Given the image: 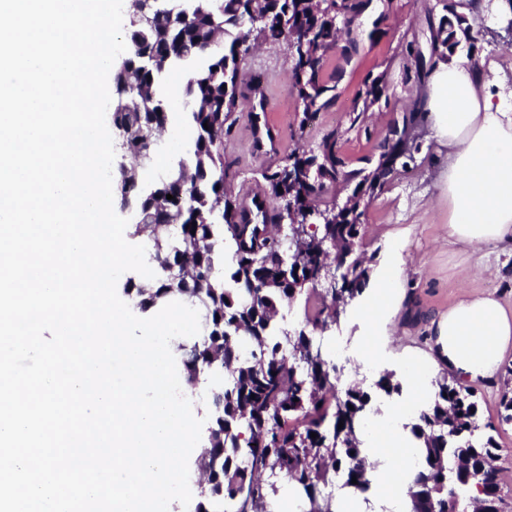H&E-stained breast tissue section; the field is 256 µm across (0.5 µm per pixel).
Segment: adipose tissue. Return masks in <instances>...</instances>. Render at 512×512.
I'll list each match as a JSON object with an SVG mask.
<instances>
[{
	"label": "adipose tissue",
	"mask_w": 512,
	"mask_h": 512,
	"mask_svg": "<svg viewBox=\"0 0 512 512\" xmlns=\"http://www.w3.org/2000/svg\"><path fill=\"white\" fill-rule=\"evenodd\" d=\"M500 82L493 63L464 55L438 62L426 78V127L448 150L441 184L453 245L512 247V112L497 92ZM404 266L401 254L388 250L360 313L369 338L358 356L374 365L385 353V324L403 298ZM429 347V355L410 362L413 404L385 411L363 437L369 499L337 503L336 512H408V489L422 462L409 424L434 397L432 374L445 367L466 383L493 379L512 348V315L492 296L462 294L434 320Z\"/></svg>",
	"instance_id": "1"
}]
</instances>
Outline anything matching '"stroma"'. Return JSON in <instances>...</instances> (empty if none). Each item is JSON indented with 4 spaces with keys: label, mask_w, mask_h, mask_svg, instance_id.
Listing matches in <instances>:
<instances>
[{
    "label": "stroma",
    "mask_w": 512,
    "mask_h": 512,
    "mask_svg": "<svg viewBox=\"0 0 512 512\" xmlns=\"http://www.w3.org/2000/svg\"><path fill=\"white\" fill-rule=\"evenodd\" d=\"M442 0H372L357 31L359 53L352 64H344L342 51L332 48L324 56L325 76H339L340 95L329 109L320 112L317 122L299 128L302 103L291 87L290 65L280 44H262L256 49L261 62L244 58L243 74L263 75L268 96L263 109H253L248 99H240L234 114L232 132L224 139V158L237 198L253 190H265L262 171L277 167L297 147H315L328 130L341 126L348 134L342 150L351 161L373 152L388 127L408 111L415 100V87L406 80L402 43L416 41L422 52H429L430 18L443 13ZM498 15H486L480 25L478 56L497 62L501 76L512 88V34ZM385 74L387 97L365 115V128L349 130V114L355 97L367 76ZM276 126L280 148L272 155L258 153L252 144L251 129L256 122ZM447 165V151L430 137H423L405 171L399 172L385 191L365 207L357 250L367 265L378 268L391 239H399L406 262L404 302L394 317L387 338L386 363L392 374L401 371L400 359L427 350L428 328L432 319L447 310L468 290L498 299L512 312V252L471 250L464 252L446 242L448 206L441 196L440 174ZM355 305H348L336 325L328 329L334 360L342 369L341 382H358L371 396V406L397 402L410 397L411 387L401 395H389L377 386L376 370L365 367L350 352L349 337L359 334L354 320ZM493 381L476 385L481 426L478 437L494 436L501 448L499 466L506 507L512 508V425L499 424V400L504 389L505 368H512V351L500 363Z\"/></svg>",
    "instance_id": "1"
}]
</instances>
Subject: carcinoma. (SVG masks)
Returning a JSON list of instances; mask_svg holds the SVG:
<instances>
[{
	"mask_svg": "<svg viewBox=\"0 0 512 512\" xmlns=\"http://www.w3.org/2000/svg\"><path fill=\"white\" fill-rule=\"evenodd\" d=\"M126 51L116 62V90L128 88L122 108L110 112L118 132L116 148L132 166L118 169L121 195L139 220L130 237L149 244L155 278L126 293L145 311L174 294L192 299L203 315V338L184 348L187 383L204 381L211 394L206 478L195 512H268L267 500L286 479L304 494V512H336L328 491L369 489L364 432L370 395L355 383L336 392V363L323 339L304 330L292 333L278 323L280 308L310 287L319 267L341 268L342 296L308 295L307 322L326 331L344 305L359 296L369 278L356 254L364 211L360 205L384 191L397 173L396 161L419 149L404 140L409 129L424 128L419 105L394 121L376 146V155L354 166L341 152L345 132L335 128L318 145L298 147L283 163L262 172L269 198L278 205L283 233L242 223L224 167V137L231 133L238 106L240 60L255 44L282 42L291 63L293 89L303 104L299 130L309 117L332 105L338 81L323 76L324 55L338 34L353 31L368 0H132ZM432 31L431 55L451 59L478 51V33L448 0ZM220 43L223 49L214 50ZM406 70L421 82L426 61L415 42L405 47ZM181 107L190 114L195 138L186 159L159 173L152 188H137L136 167L150 169L159 137L171 116L163 80L190 64ZM384 75L369 77L357 94L351 125L386 96ZM353 187L344 205L324 197L326 186ZM174 199H167V195ZM315 228H310V225ZM230 248L232 285L224 281V248ZM431 407L412 431L425 438L424 464L409 488L412 508L453 512L448 489L461 497L482 485L476 512H504L499 482L500 448L479 429L474 391L443 373L435 380ZM343 428H338L339 423ZM316 437H311V434ZM457 473L448 480V460Z\"/></svg>",
	"mask_w": 512,
	"mask_h": 512,
	"instance_id": "obj_1",
	"label": "carcinoma"
}]
</instances>
